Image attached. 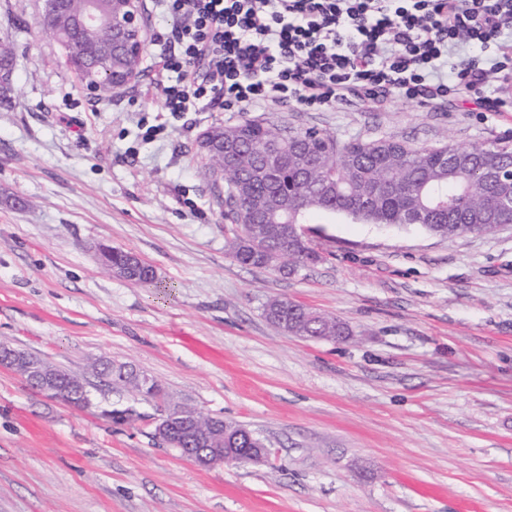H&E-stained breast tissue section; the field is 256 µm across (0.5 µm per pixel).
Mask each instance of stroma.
<instances>
[{"label":"stroma","mask_w":512,"mask_h":512,"mask_svg":"<svg viewBox=\"0 0 512 512\" xmlns=\"http://www.w3.org/2000/svg\"><path fill=\"white\" fill-rule=\"evenodd\" d=\"M44 0H0L21 73L0 102V343L92 379L129 363L265 444L258 463L197 467L153 436L157 406L94 391L80 411L0 369V512H512V226L447 239L316 213L318 262L237 263L199 153L251 119L344 142L512 141V112L400 98L322 111L161 109L151 64L174 22L145 0L142 73L95 98L38 25ZM136 253L168 295L110 274L97 244ZM285 298L353 331L287 336ZM133 408L117 423L113 408Z\"/></svg>","instance_id":"35a3bbf8"}]
</instances>
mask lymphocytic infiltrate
I'll return each instance as SVG.
<instances>
[{
    "label": "lymphocytic infiltrate",
    "mask_w": 512,
    "mask_h": 512,
    "mask_svg": "<svg viewBox=\"0 0 512 512\" xmlns=\"http://www.w3.org/2000/svg\"><path fill=\"white\" fill-rule=\"evenodd\" d=\"M175 18L155 75L172 115L190 105L318 111L390 96L442 108L462 89L479 111L512 101V0H158Z\"/></svg>",
    "instance_id": "lymphocytic-infiltrate-1"
}]
</instances>
